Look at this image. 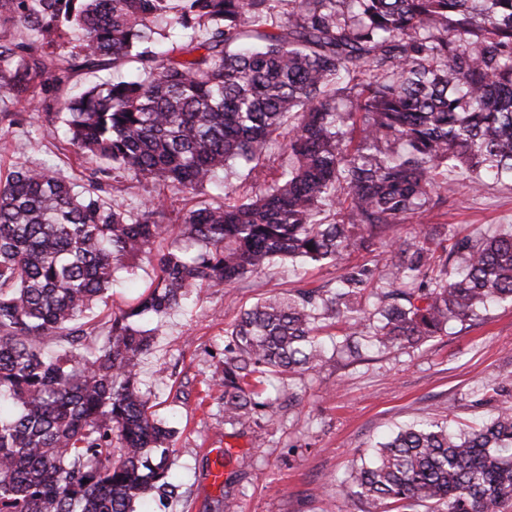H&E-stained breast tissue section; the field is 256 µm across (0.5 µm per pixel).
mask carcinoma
Listing matches in <instances>:
<instances>
[{
    "instance_id": "obj_1",
    "label": "carcinoma",
    "mask_w": 512,
    "mask_h": 512,
    "mask_svg": "<svg viewBox=\"0 0 512 512\" xmlns=\"http://www.w3.org/2000/svg\"><path fill=\"white\" fill-rule=\"evenodd\" d=\"M119 77L61 101L74 75ZM0 121L36 103L86 163L87 186L55 166L0 176V512H138L172 498L176 430L140 379L145 324L277 259L334 264L390 247L379 273L351 266L333 291L270 296L234 323L214 377L224 424L257 421L270 377L336 350L417 346L448 324L512 302V233L445 245L393 240L464 175L512 180V0H0ZM289 125L290 164L264 191L174 212L132 211L108 191L129 177L189 202L230 160L266 179L270 139ZM157 280L91 325L125 263ZM62 339L55 354L45 342ZM512 375L489 386L488 422L402 430L351 470L350 493L379 512H503L512 501Z\"/></svg>"
}]
</instances>
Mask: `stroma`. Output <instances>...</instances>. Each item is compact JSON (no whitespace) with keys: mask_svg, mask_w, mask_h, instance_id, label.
<instances>
[{"mask_svg":"<svg viewBox=\"0 0 512 512\" xmlns=\"http://www.w3.org/2000/svg\"><path fill=\"white\" fill-rule=\"evenodd\" d=\"M23 129L0 128V167L15 161L49 160L82 178L85 164L64 135L29 142L44 126L42 113L24 109ZM248 166L233 163L220 185L198 198L220 203L225 193H258ZM512 230V182L493 183L480 194L457 188L447 203L417 215L394 231L396 240L431 234L456 239L480 231ZM384 248L356 251L340 266L301 270L287 260L220 292L202 290L196 302L164 317L144 358L141 380L152 391L159 417L176 429L173 470L179 498L151 502L147 512H215L224 497V476L237 474V512H360L344 480L368 459L377 441L399 429L453 421L461 429L488 420L486 387L512 372V304L496 303L477 322H455L447 335L420 347L381 350L364 345L358 359L325 351L309 371H293L270 389L279 404L267 426L231 428L221 422L222 393L212 376L224 359V337L240 311L270 295L335 287L344 265L385 263Z\"/></svg>","mask_w":512,"mask_h":512,"instance_id":"obj_1","label":"stroma"}]
</instances>
